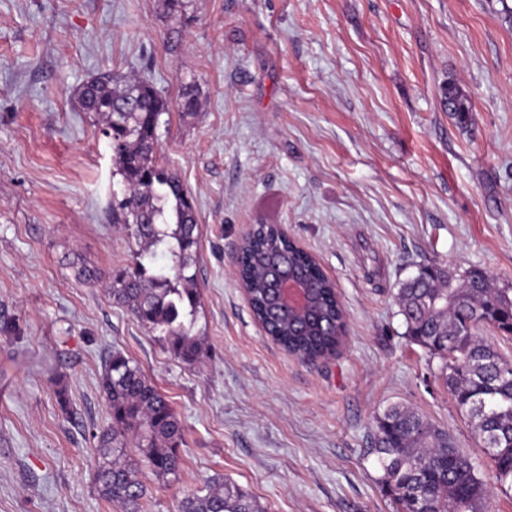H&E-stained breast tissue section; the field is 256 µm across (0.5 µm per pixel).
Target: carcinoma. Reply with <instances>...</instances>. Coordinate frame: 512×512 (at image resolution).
I'll return each mask as SVG.
<instances>
[{
    "instance_id": "carcinoma-1",
    "label": "carcinoma",
    "mask_w": 512,
    "mask_h": 512,
    "mask_svg": "<svg viewBox=\"0 0 512 512\" xmlns=\"http://www.w3.org/2000/svg\"><path fill=\"white\" fill-rule=\"evenodd\" d=\"M448 112L464 125L470 107L448 82ZM83 112L101 121L124 199L110 207L107 220L122 224L141 247L139 256L162 253L167 265L151 272L142 261L113 272L106 283L112 298L185 362L197 361L201 343L194 333L200 292L191 269L196 265L199 229L194 204L180 179L156 156L162 115L168 102L152 84L110 72L84 82L75 93ZM178 109L195 111L197 89H182ZM270 253L310 284L311 311L295 318L270 310L261 260ZM240 277L256 319L288 353L301 359L333 354L345 332L344 311L332 281L311 256L273 225L257 224L241 245ZM406 335L441 360L440 371L467 421L478 447L486 448L498 484L512 486V362L476 333L482 323L512 334V288L497 285L487 273H451L429 267L406 281L397 293ZM102 388L110 422L98 435L96 483L101 495L124 512H143L142 469L175 480L183 426L166 397L140 367L120 353L107 360ZM140 451L127 459L129 443ZM375 447L383 489L398 512H484L486 488L476 458L456 448L448 431L412 409L392 406L376 421ZM181 512H262L255 499L236 486L213 479L205 494L182 501Z\"/></svg>"
}]
</instances>
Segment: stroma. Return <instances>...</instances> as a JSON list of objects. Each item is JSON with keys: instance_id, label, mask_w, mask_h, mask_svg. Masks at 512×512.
<instances>
[{"instance_id": "obj_1", "label": "stroma", "mask_w": 512, "mask_h": 512, "mask_svg": "<svg viewBox=\"0 0 512 512\" xmlns=\"http://www.w3.org/2000/svg\"><path fill=\"white\" fill-rule=\"evenodd\" d=\"M0 0V512H122L97 490L108 357L137 363L184 428L177 480L140 473L145 512L221 476L263 512H397L376 419L394 405L492 472L395 295L425 267L512 286V0ZM113 71L171 103L158 155L193 199L198 362L104 286L139 246L78 86ZM470 101L467 125L446 88ZM192 115L174 103L186 84ZM278 224L335 282L336 353L270 340L237 280L250 225ZM99 282L75 280L73 266ZM68 407H61L60 397ZM448 95V112L460 125L468 122L470 107L467 98L456 86L455 83H449L446 89Z\"/></svg>"}]
</instances>
